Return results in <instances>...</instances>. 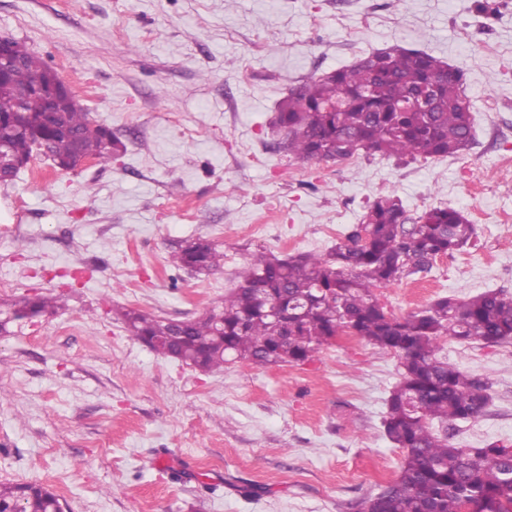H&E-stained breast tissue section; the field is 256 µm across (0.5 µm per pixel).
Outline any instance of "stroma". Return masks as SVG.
I'll return each instance as SVG.
<instances>
[{"label":"stroma","instance_id":"1","mask_svg":"<svg viewBox=\"0 0 512 512\" xmlns=\"http://www.w3.org/2000/svg\"><path fill=\"white\" fill-rule=\"evenodd\" d=\"M1 34L125 149L68 173L39 155L0 185V301L60 304L0 335V483L49 486L64 512H350L394 481L393 354L342 335L300 365L204 373L120 313L196 317L254 255L328 252L390 193L413 216L462 210L477 242L378 289L388 312L512 295V0H0ZM395 44L465 70L469 149L335 164L277 151L290 89ZM198 237L218 244L220 271L171 264ZM439 355L492 397L453 444H512V341L444 340Z\"/></svg>","mask_w":512,"mask_h":512}]
</instances>
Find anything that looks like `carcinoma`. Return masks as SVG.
Segmentation results:
<instances>
[{
	"label": "carcinoma",
	"mask_w": 512,
	"mask_h": 512,
	"mask_svg": "<svg viewBox=\"0 0 512 512\" xmlns=\"http://www.w3.org/2000/svg\"><path fill=\"white\" fill-rule=\"evenodd\" d=\"M58 73L35 52L7 69L0 90V128L11 158L27 165L46 149L68 171L81 159L106 161L122 147L112 129L81 107L47 121L35 89ZM464 70L419 49L393 45L349 65L313 75L279 104L281 149L304 162H337L362 152L413 159L444 158L465 150L474 118ZM435 89L431 112L407 108L413 96ZM475 225L459 209L433 206L411 217L400 198L377 197L362 222L326 254L257 256L237 272L221 303L184 320L121 312L128 332L154 352L203 372L238 360L297 365L342 333L397 357L400 379L387 399L384 433L401 450L398 478L364 499L358 512H512V446L460 448L448 426L484 413L486 383L438 356L439 341L512 340V296L488 290L468 299L437 298L404 318L389 314L373 293L426 268L441 255L474 242ZM174 266L208 274L224 265L210 240L184 242ZM275 306L279 315L268 313ZM36 294L1 305L0 334L25 318L54 311ZM183 336L175 348L174 333ZM60 512L57 494L40 484H0V510Z\"/></svg>",
	"instance_id": "1"
}]
</instances>
